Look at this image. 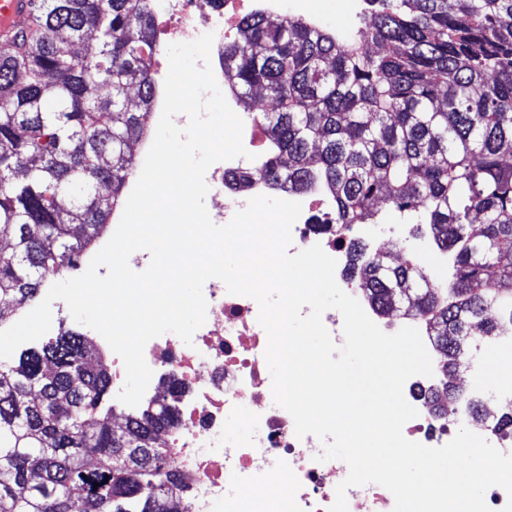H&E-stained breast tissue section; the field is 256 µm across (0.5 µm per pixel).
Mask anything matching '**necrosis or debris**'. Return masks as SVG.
I'll return each instance as SVG.
<instances>
[{"label": "necrosis or debris", "mask_w": 512, "mask_h": 512, "mask_svg": "<svg viewBox=\"0 0 512 512\" xmlns=\"http://www.w3.org/2000/svg\"><path fill=\"white\" fill-rule=\"evenodd\" d=\"M215 2L167 0L157 51L173 40L190 42L207 33L214 36L213 49L223 48L244 0H223L220 8ZM246 165V158L238 157L208 168L209 193L224 201L209 212L215 224L228 223L251 198L270 195L264 180L240 185ZM296 200L302 213L292 227L291 252L318 244L342 267L351 234L368 236L378 230L374 224L348 228L313 223L314 204L328 202L321 187L297 194ZM203 293L206 321L195 331L192 345L166 333L144 349L153 376L143 399L167 400L177 416L163 432L162 445L171 449L180 474L176 495L183 512H247L252 498L268 490L285 492L284 512H328L348 466L338 459L316 462L322 443L311 435L297 438L291 415L275 404L265 359L268 338L258 322L257 303L229 294L217 278L205 282ZM410 403L419 415L403 427L408 440L441 447L452 439V431L438 425L420 399Z\"/></svg>", "instance_id": "necrosis-or-debris-1"}]
</instances>
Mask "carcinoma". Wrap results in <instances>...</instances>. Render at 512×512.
Returning a JSON list of instances; mask_svg holds the SVG:
<instances>
[{
    "label": "carcinoma",
    "instance_id": "obj_1",
    "mask_svg": "<svg viewBox=\"0 0 512 512\" xmlns=\"http://www.w3.org/2000/svg\"><path fill=\"white\" fill-rule=\"evenodd\" d=\"M33 20L0 47V298L21 306L100 242L152 127L153 0H30ZM346 41L301 17L249 12L224 43V86L260 87L270 148L242 180L298 192L317 181L337 224L382 211L429 225L452 277L361 249L352 270L377 314L400 305L434 337L442 388L430 409L483 417L448 375L478 366L512 325V0H364ZM85 43L77 56L73 46ZM138 89L134 108L127 92ZM67 330L0 358V512H179L178 475L152 401L112 427L111 377ZM98 412L96 426L87 416Z\"/></svg>",
    "mask_w": 512,
    "mask_h": 512
}]
</instances>
